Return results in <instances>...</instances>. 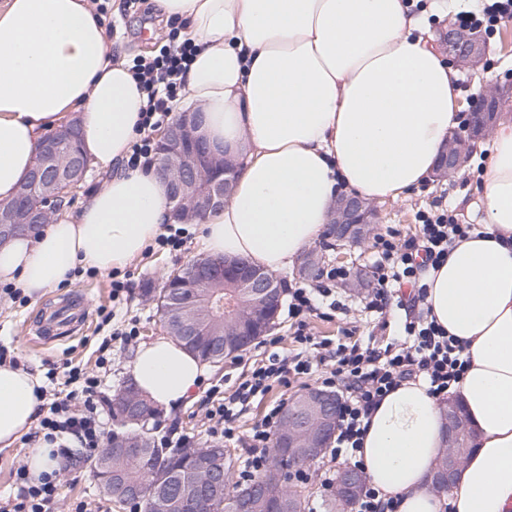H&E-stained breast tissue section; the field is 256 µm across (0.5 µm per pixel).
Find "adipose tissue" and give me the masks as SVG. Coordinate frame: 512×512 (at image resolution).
Listing matches in <instances>:
<instances>
[{"label": "adipose tissue", "mask_w": 512, "mask_h": 512, "mask_svg": "<svg viewBox=\"0 0 512 512\" xmlns=\"http://www.w3.org/2000/svg\"><path fill=\"white\" fill-rule=\"evenodd\" d=\"M185 24L195 52L180 111L201 109L200 132L237 174L201 247L270 272L290 269L330 221L338 189L399 199L430 181L459 123L458 73L413 0H158ZM147 102L112 54L88 0H0V202L28 177L44 132L76 115L82 151L107 170L80 211L0 245V280L40 296L76 268L125 267L172 223L157 167L127 166ZM477 230L430 272L427 303L470 365L450 388L474 430L446 499L431 476L447 449L441 404L422 382L388 393L360 455L399 512H512V115L485 146ZM132 376L155 403L193 394L200 361L168 336L140 344ZM43 380L0 364V446L36 419Z\"/></svg>", "instance_id": "adipose-tissue-1"}]
</instances>
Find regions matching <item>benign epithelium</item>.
Listing matches in <instances>:
<instances>
[{
  "instance_id": "7a95c632",
  "label": "benign epithelium",
  "mask_w": 512,
  "mask_h": 512,
  "mask_svg": "<svg viewBox=\"0 0 512 512\" xmlns=\"http://www.w3.org/2000/svg\"><path fill=\"white\" fill-rule=\"evenodd\" d=\"M440 47L450 60L460 66L478 62L483 54V40L473 29L451 25L440 33ZM484 107L470 114L468 135L454 134L448 140V148L436 169L435 178L440 181L457 172L463 165L470 141L474 137L488 134L496 123L489 111L497 110L496 93L489 91L482 95ZM160 173L169 185L170 202L176 210L191 208L209 211L224 206L229 197L235 176L234 166L216 155L207 142L198 134L197 117L194 113L181 116L180 122L167 128L163 134ZM72 155L62 150L55 140L43 142L28 179L20 186V196L25 197L33 187L40 189L52 178V173L75 167ZM224 168V181L218 182L207 175L210 169ZM375 207L357 196H340L336 199L331 223L334 224L332 249L339 252L345 246L366 237V230L375 215ZM55 211L51 208L19 207L4 214L0 213V240L10 236L20 224H49ZM234 273L239 287L246 288L258 297L259 302L281 304L286 285L260 268L237 259H214L208 267L199 271L204 280L227 279ZM340 395L333 391L314 388L303 395L301 408L288 409V415L280 424L275 447L284 454L298 447L324 448L334 434ZM448 422V469L433 474L431 483L439 490L451 484L455 474L464 462L455 443L456 435L464 422L454 403H448L445 410ZM149 437L141 431L121 435L115 447L122 448L130 456H140L141 449L148 447ZM359 477L353 471L343 470L336 477V495L341 499L348 490L358 484Z\"/></svg>"
}]
</instances>
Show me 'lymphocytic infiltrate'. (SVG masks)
<instances>
[{
  "instance_id": "lymphocytic-infiltrate-1",
  "label": "lymphocytic infiltrate",
  "mask_w": 512,
  "mask_h": 512,
  "mask_svg": "<svg viewBox=\"0 0 512 512\" xmlns=\"http://www.w3.org/2000/svg\"><path fill=\"white\" fill-rule=\"evenodd\" d=\"M190 39L171 29L166 43L155 54L134 60L132 71L147 95L141 111L139 129L131 146L130 167L146 168L153 162L152 133L172 119L170 103L183 89V75L193 55ZM419 230L411 236L391 229L376 239L378 257L372 275L374 281L365 300V308L384 315L390 306L405 312L398 339L383 347L361 342H318L310 331L311 318L345 311L336 296V285L347 271L340 267L323 270L314 288L299 287L288 295V317L295 325L293 351L272 355L268 363L254 366L227 396L218 387L206 391L211 406L210 433L237 438L233 423L253 399L266 395L273 385L290 386L294 380L316 377L326 387H344L336 433L323 462V485H330L334 465L361 468L357 458L363 444L367 421L376 406L392 390L410 380L423 381L427 392L437 400L448 397V389L465 373L468 359L464 348L440 328L427 305L429 270L443 265L454 243L468 236L472 227L458 223L445 209L421 212ZM70 392L54 398L37 426L44 442L52 445V455L63 465H75L80 457L91 456L103 445L104 399L97 378L84 375L78 368L67 371ZM284 409L274 403L251 433L241 439L246 453L239 473L240 482H248L264 470L272 433ZM16 493L0 501V512H48L61 495L57 473L31 477L26 466L15 472Z\"/></svg>"
}]
</instances>
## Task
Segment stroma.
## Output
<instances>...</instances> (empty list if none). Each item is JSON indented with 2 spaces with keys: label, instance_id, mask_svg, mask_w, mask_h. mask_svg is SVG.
I'll list each match as a JSON object with an SVG mask.
<instances>
[{
  "label": "stroma",
  "instance_id": "obj_1",
  "mask_svg": "<svg viewBox=\"0 0 512 512\" xmlns=\"http://www.w3.org/2000/svg\"><path fill=\"white\" fill-rule=\"evenodd\" d=\"M99 2L104 7L105 19H114L119 23V32L112 39L114 55L128 61L138 56L147 57L159 44L166 42L169 29L159 24L157 14L125 17L120 10L121 0ZM485 45L486 51L480 65L458 70L460 114L464 117L470 112L475 85L483 82L490 73L494 74L496 85L506 91L500 104L501 111L512 113V19L500 23L486 39ZM483 162L482 154L471 151L465 166L451 177L421 185L404 199L380 202L376 234H383L391 228L404 233L414 232L417 213L436 206L453 210L460 223H471L472 217L467 207L478 199L477 187L483 178L480 170ZM188 230L190 237L181 250L170 252L153 247L142 258L127 265L129 291L114 321H106L103 315L104 310L112 306V277L108 274H82L59 288L23 301L0 295V348L18 365L44 374L55 372L56 379L48 385V393L63 389V364L68 361L98 376L106 399H113L130 377L127 364L138 344L165 333L154 305L140 295L143 283L149 281L154 287H161L169 274L200 255L198 224L189 225ZM338 292L348 306L347 315L331 320L314 319L315 336L321 339L336 338L341 336L343 328L352 323L358 326V336L374 337L380 345L398 336V326L405 317L403 310L392 308L387 316V325L379 327L362 311L366 289L354 288L345 282L339 285ZM62 306L71 308L77 314H87L85 327L73 336L50 341L48 346L32 348L28 340L35 336L43 313ZM128 323L137 327L135 340L127 343L113 341L108 362H100L99 346L103 338L109 336L114 326ZM270 334L277 338V345L266 344L261 339L255 341L240 356L224 359L219 366L211 368L207 385L219 386L224 391L231 390L253 364L267 359L273 351L291 349L292 331L286 314H279ZM205 421L206 406L198 400L171 412H161L156 420V432L161 436L187 435L200 445L210 440ZM60 481L63 493L53 503L50 512H71L75 504L81 501L87 502L90 512H133L132 506L113 503L94 477L88 459H80L75 466L62 471Z\"/></svg>",
  "mask_w": 512,
  "mask_h": 512
}]
</instances>
